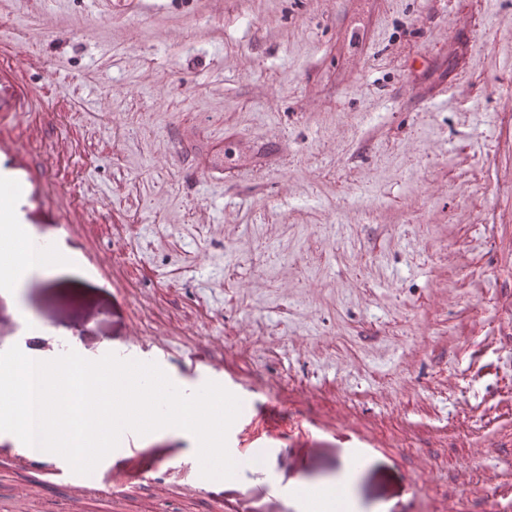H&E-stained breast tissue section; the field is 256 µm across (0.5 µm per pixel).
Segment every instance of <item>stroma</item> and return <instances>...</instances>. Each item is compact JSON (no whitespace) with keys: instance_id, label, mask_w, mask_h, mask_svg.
Returning a JSON list of instances; mask_svg holds the SVG:
<instances>
[{"instance_id":"35a3bbf8","label":"stroma","mask_w":512,"mask_h":512,"mask_svg":"<svg viewBox=\"0 0 512 512\" xmlns=\"http://www.w3.org/2000/svg\"><path fill=\"white\" fill-rule=\"evenodd\" d=\"M55 15L67 35L47 29ZM98 27L91 40L84 32ZM45 109L27 141L54 189L98 199L122 224L81 236L35 225L74 254L105 253L112 275L31 279L0 296V345L19 342L17 309L69 331L87 359L133 334L164 340L171 371L228 358L301 391L295 420H256L264 477L213 485L194 501L131 488L122 512H299L272 508L267 482L336 480L346 430L319 436L308 415L367 422L398 446L364 449L356 512H414L457 496L468 449L484 470L512 382V0H144L109 14L101 0H0V43ZM79 129L89 154L68 164L44 146ZM227 136L224 164L198 159ZM10 512L71 508L66 486L0 471Z\"/></svg>"}]
</instances>
